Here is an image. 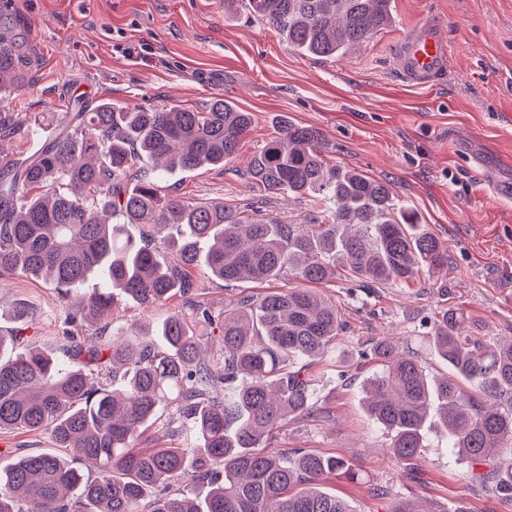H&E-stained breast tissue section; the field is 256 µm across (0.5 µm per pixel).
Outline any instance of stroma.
Returning <instances> with one entry per match:
<instances>
[{
  "mask_svg": "<svg viewBox=\"0 0 512 512\" xmlns=\"http://www.w3.org/2000/svg\"><path fill=\"white\" fill-rule=\"evenodd\" d=\"M7 2L24 25L31 85L0 96V112L21 119L42 112L46 119L36 131L0 143V166L37 153L77 99L200 111L220 97L253 117L240 151L221 168L163 174L164 194L280 224L312 222L321 210L314 197L267 194L246 173L279 114L317 129L330 163L389 182L395 199L440 240L448 265L404 287L375 285L356 299L345 277L320 285L345 323L311 367V402L321 418L292 419L274 445L292 456L315 451L356 464L362 483L326 484L353 512H392L404 500L512 512V499L472 481L470 466L449 454L441 432L428 433L416 478L404 476L362 391L380 370L370 354L380 338L409 350L428 374L444 373L428 341L443 309L462 310L501 335L512 332V0H392L389 26L330 60L288 46L245 10L225 14L217 0ZM429 13L445 21L448 76L416 88L403 80L395 50ZM191 276V292L163 306L146 310L125 298L113 314L92 321L74 317V304L63 303L50 285L19 273L0 283V334L18 330L24 345L54 351L72 334H126L179 313L194 332L215 336L225 309L293 284L285 273L265 284L227 287L200 266ZM20 302L29 307L21 320L12 313ZM199 306L212 323L198 318ZM53 449L40 431L1 434L0 467Z\"/></svg>",
  "mask_w": 512,
  "mask_h": 512,
  "instance_id": "stroma-1",
  "label": "stroma"
}]
</instances>
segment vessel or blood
<instances>
[{"instance_id": "b4317fda", "label": "vessel or blood", "mask_w": 512, "mask_h": 512, "mask_svg": "<svg viewBox=\"0 0 512 512\" xmlns=\"http://www.w3.org/2000/svg\"><path fill=\"white\" fill-rule=\"evenodd\" d=\"M403 78L413 86H432L443 80L448 67V44L443 19L425 16L398 49Z\"/></svg>"}]
</instances>
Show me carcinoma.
Here are the masks:
<instances>
[{
  "mask_svg": "<svg viewBox=\"0 0 512 512\" xmlns=\"http://www.w3.org/2000/svg\"><path fill=\"white\" fill-rule=\"evenodd\" d=\"M236 3L316 57L342 55L392 18L391 0H224V9ZM22 47L14 19L0 20V94L29 82ZM34 124L0 112V141ZM251 124L222 98L202 111L76 100L40 152L0 168V278L21 271L62 299L91 281L79 308L86 319L106 316L122 296L153 308L189 292L202 244L208 274L226 284L285 271L297 281L224 314L223 349L210 363L179 313L108 347L74 336L65 361L38 347L0 355V433L43 431L64 450L0 469V512H354L323 490L330 480L358 481L352 463L305 451L292 460L271 447L288 418L318 417L315 375L299 362L324 354L344 330L338 305L312 285L342 270L359 288L407 285L448 266V254L386 183L329 165L319 132L289 121L255 152L248 175L271 194L317 198L319 223H245L223 206L160 193L156 172L224 166ZM141 161L151 167L135 168ZM146 224L175 228L169 261L130 232ZM430 346L448 367L435 378L387 339L371 348L380 371L364 390L390 454L403 467L423 459L435 423L472 468L494 460L474 477L512 498V340L494 341L448 308ZM179 420L189 422L179 443L137 447L150 425L173 437Z\"/></svg>",
  "mask_w": 512,
  "mask_h": 512,
  "instance_id": "1",
  "label": "carcinoma"
}]
</instances>
